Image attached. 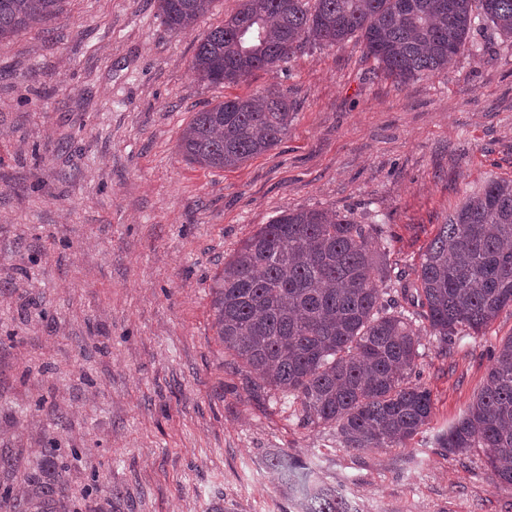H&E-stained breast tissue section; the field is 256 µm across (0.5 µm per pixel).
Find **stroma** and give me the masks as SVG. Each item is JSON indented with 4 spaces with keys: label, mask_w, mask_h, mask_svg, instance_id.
Masks as SVG:
<instances>
[{
    "label": "stroma",
    "mask_w": 512,
    "mask_h": 512,
    "mask_svg": "<svg viewBox=\"0 0 512 512\" xmlns=\"http://www.w3.org/2000/svg\"><path fill=\"white\" fill-rule=\"evenodd\" d=\"M238 5L212 0L170 31L157 0H65L49 29L0 41V448L25 466L76 449L71 512L112 492L121 512H297L264 464L275 451L357 512H512L481 450L434 444L512 309L447 353L424 338L412 378L432 392L429 424L407 447L352 452L281 394L250 392L211 307L225 260L287 209L380 225L388 265L414 279L454 208L512 180V39L471 31L482 58L406 83L352 39L215 87L191 61ZM269 88L294 112L280 144L234 169L184 160L194 112Z\"/></svg>",
    "instance_id": "stroma-1"
}]
</instances>
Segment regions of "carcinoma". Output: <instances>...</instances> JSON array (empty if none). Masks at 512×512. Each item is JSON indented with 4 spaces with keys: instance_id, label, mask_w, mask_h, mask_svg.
I'll return each instance as SVG.
<instances>
[{
    "instance_id": "carcinoma-1",
    "label": "carcinoma",
    "mask_w": 512,
    "mask_h": 512,
    "mask_svg": "<svg viewBox=\"0 0 512 512\" xmlns=\"http://www.w3.org/2000/svg\"><path fill=\"white\" fill-rule=\"evenodd\" d=\"M63 2L0 0V40L49 25ZM210 2L158 0L159 16L170 30L190 28ZM481 25L512 38V0H240L200 39L192 68L212 85L236 83L308 41L333 47L356 37L384 74L406 82L447 68ZM234 101L233 112L226 99L194 113L179 140L188 163L236 168L288 134L284 96ZM376 230L322 210H284L224 262L211 286L224 350L292 399L303 422L336 428L353 451L401 448L430 421L432 393L411 382L421 332L446 350L458 334L478 336L512 308V181H489L455 209L413 281L390 276L372 246ZM391 279L402 299L392 305L379 287ZM492 357L481 392L435 444L450 454L483 449L486 468L512 487V336ZM265 463L301 512H357L310 464L280 451ZM67 471L56 449H42L22 493L3 487L0 512H61Z\"/></svg>"
}]
</instances>
